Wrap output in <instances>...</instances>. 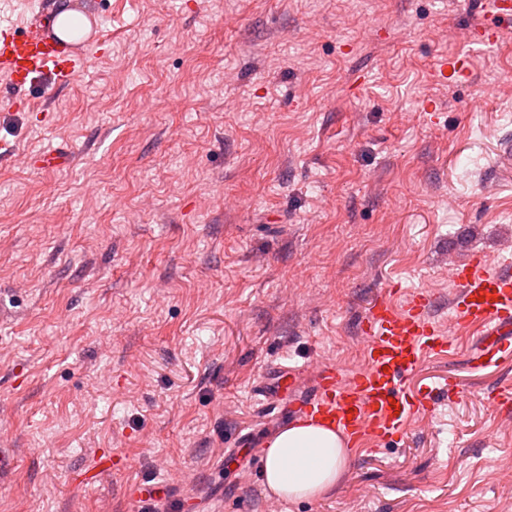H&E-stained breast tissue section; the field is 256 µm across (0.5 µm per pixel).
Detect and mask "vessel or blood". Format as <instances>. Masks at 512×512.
<instances>
[{
    "label": "vessel or blood",
    "mask_w": 512,
    "mask_h": 512,
    "mask_svg": "<svg viewBox=\"0 0 512 512\" xmlns=\"http://www.w3.org/2000/svg\"><path fill=\"white\" fill-rule=\"evenodd\" d=\"M469 41L487 47L503 33L493 24L469 31ZM87 58L81 40L68 39L46 27L42 11L29 25L0 22V75L15 90L46 75L65 85ZM457 290L450 303L448 326L430 315L433 294L421 289L394 303L391 292L379 295L360 320L364 362L347 372L323 361L312 371L310 387H302L301 369L278 365L259 389L268 409L287 403L290 415L304 414L336 426L352 446L388 442L405 433L410 421L434 409L448 396L447 384L414 387L413 374L430 359L454 347L453 331L477 330L483 338L472 368L481 371L512 355V267L495 265L473 254L451 269Z\"/></svg>",
    "instance_id": "1"
}]
</instances>
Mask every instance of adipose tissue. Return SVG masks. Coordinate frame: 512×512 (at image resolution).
<instances>
[{
    "label": "adipose tissue",
    "instance_id": "obj_1",
    "mask_svg": "<svg viewBox=\"0 0 512 512\" xmlns=\"http://www.w3.org/2000/svg\"><path fill=\"white\" fill-rule=\"evenodd\" d=\"M347 440L329 424L302 418L265 443L262 475L269 491L294 503L327 495L345 477Z\"/></svg>",
    "mask_w": 512,
    "mask_h": 512
}]
</instances>
